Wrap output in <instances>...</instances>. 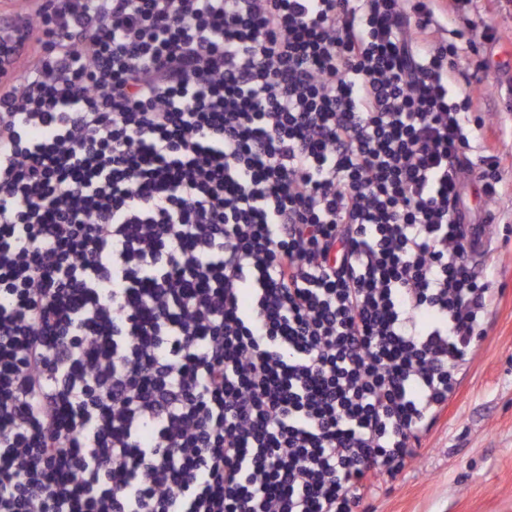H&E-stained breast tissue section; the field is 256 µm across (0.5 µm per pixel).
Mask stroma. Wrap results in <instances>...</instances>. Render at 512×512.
Wrapping results in <instances>:
<instances>
[{
  "label": "stroma",
  "instance_id": "stroma-1",
  "mask_svg": "<svg viewBox=\"0 0 512 512\" xmlns=\"http://www.w3.org/2000/svg\"><path fill=\"white\" fill-rule=\"evenodd\" d=\"M461 17L475 31L490 25L501 33L484 53L489 67L479 73L487 89L481 106L487 120H512V94L504 90L512 11L498 0H478ZM470 202L494 221V285L501 294L484 319V336L459 362L456 389L416 458L368 497V512H512V230L498 222L512 198L489 205L474 193Z\"/></svg>",
  "mask_w": 512,
  "mask_h": 512
}]
</instances>
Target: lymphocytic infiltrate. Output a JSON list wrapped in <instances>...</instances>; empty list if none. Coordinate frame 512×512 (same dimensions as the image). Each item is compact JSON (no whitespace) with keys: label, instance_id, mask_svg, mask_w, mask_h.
<instances>
[{"label":"lymphocytic infiltrate","instance_id":"f902f5d3","mask_svg":"<svg viewBox=\"0 0 512 512\" xmlns=\"http://www.w3.org/2000/svg\"><path fill=\"white\" fill-rule=\"evenodd\" d=\"M464 0L0 11V512H360L495 302ZM463 224L467 235V242L469 245L470 255L474 260L482 257L483 252L488 248L489 235L487 233V224H470L467 220Z\"/></svg>","mask_w":512,"mask_h":512}]
</instances>
